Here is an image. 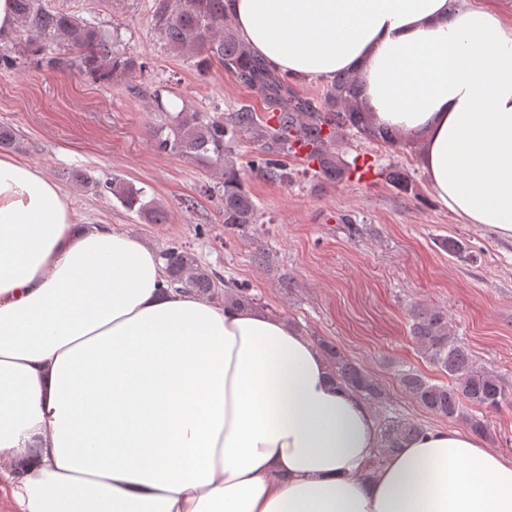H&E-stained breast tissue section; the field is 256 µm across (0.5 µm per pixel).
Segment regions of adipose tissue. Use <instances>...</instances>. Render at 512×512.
<instances>
[{"label": "adipose tissue", "mask_w": 512, "mask_h": 512, "mask_svg": "<svg viewBox=\"0 0 512 512\" xmlns=\"http://www.w3.org/2000/svg\"><path fill=\"white\" fill-rule=\"evenodd\" d=\"M291 78L358 74L438 200L512 239V16L498 0H225ZM380 430L280 318L168 289L158 252L76 223L0 155V493L11 512H512V462Z\"/></svg>", "instance_id": "ef3b65f1"}]
</instances>
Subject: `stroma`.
Segmentation results:
<instances>
[{"label":"stroma","instance_id":"1","mask_svg":"<svg viewBox=\"0 0 512 512\" xmlns=\"http://www.w3.org/2000/svg\"><path fill=\"white\" fill-rule=\"evenodd\" d=\"M48 2L117 29L145 65L142 77L109 84L33 60L0 71V125L17 132L16 155L57 183L80 223L109 224L159 249L185 243L203 266L249 288L263 311L287 318L308 339L336 344L363 365L386 392L374 410L377 419L452 425L397 383L404 366L437 375L409 339L408 311L417 302L447 312L475 363L512 391V241L465 223L438 202L413 141L394 149L350 133L341 137L344 161L363 156L370 162L374 177L365 183L326 181L299 168L287 183L249 174L263 224L253 232L228 230L219 195L199 193L213 182L208 168L154 150L151 131L161 116L148 101L158 90L167 102L206 112L246 107L261 118L271 105L224 67L202 74L190 59L168 53L152 30L153 0ZM392 164L409 174L411 192L387 180ZM77 171L124 178L165 208L166 221L147 223L111 196L80 190L71 181ZM187 196L197 197L194 209L181 208ZM449 237L467 247V257L441 248Z\"/></svg>","mask_w":512,"mask_h":512}]
</instances>
